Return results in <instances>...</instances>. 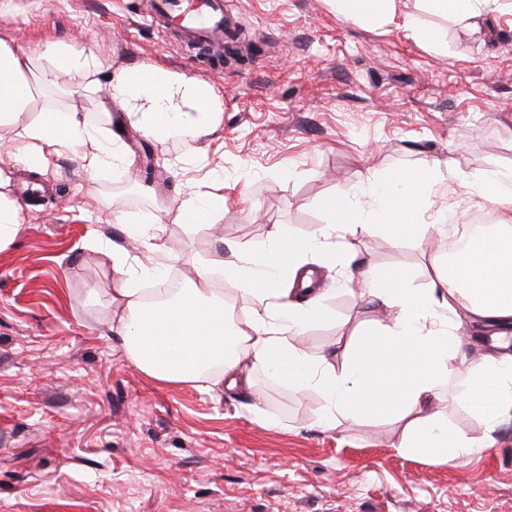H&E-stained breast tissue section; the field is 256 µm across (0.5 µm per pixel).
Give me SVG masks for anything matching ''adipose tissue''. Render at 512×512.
Instances as JSON below:
<instances>
[{"mask_svg":"<svg viewBox=\"0 0 512 512\" xmlns=\"http://www.w3.org/2000/svg\"><path fill=\"white\" fill-rule=\"evenodd\" d=\"M80 88L103 94L104 106L118 105L125 121L150 135H218L223 106L207 82L149 65L111 70L90 46L49 44L40 54L0 43V127L15 126L14 148L27 159H42L61 148L79 150L96 172L132 160L115 133H102L71 109L46 108L38 120L17 125L32 100V86ZM433 169L425 166L382 174L363 195L383 229L396 236L445 238L458 225L439 216L419 224L416 214L431 204ZM327 222L313 235L274 226L266 242L226 265L205 261L194 267L189 287L166 302L149 303L143 278L162 273L159 263L123 279L109 292L112 331L128 359L144 373L168 384L207 382L209 389L255 393L263 372L291 390L320 394L321 424L389 420L399 424L396 448L448 462L470 456L478 443L451 431L434 412L449 377L465 378L469 410L497 425L512 419V348H495L470 358L458 331L463 324L494 330L512 328V222L500 220L491 233L472 240L470 262L432 259L427 287L414 286L404 268L382 273L363 270L362 297L386 314L376 327L358 331L344 360L313 354L303 335L328 321L321 289L304 265L309 256L356 230L372 232L349 199L322 201ZM226 279L227 288L215 287ZM244 311L235 319L229 302Z\"/></svg>","mask_w":512,"mask_h":512,"instance_id":"ef3b65f1","label":"adipose tissue"}]
</instances>
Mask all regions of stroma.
Segmentation results:
<instances>
[{
	"label": "stroma",
	"instance_id": "stroma-1",
	"mask_svg": "<svg viewBox=\"0 0 512 512\" xmlns=\"http://www.w3.org/2000/svg\"><path fill=\"white\" fill-rule=\"evenodd\" d=\"M414 5L362 21L339 18L330 0H226L240 36L212 67L135 0H0L2 43L92 44L116 66L203 80L224 108L212 139L127 130L131 167L95 173L70 150L21 159L12 129L0 130V166L25 205L0 247V512H512V423L488 431L462 402L463 378H449L435 409L481 447L452 463L399 452L390 423L324 428L317 393L262 373L273 423L261 425L249 397L162 385L127 359L104 296L121 275L90 246L106 242L137 265L149 236L131 231L155 213L187 283L196 260L236 261L275 224L315 234L324 198L358 201L375 174L426 165L438 182L417 223L441 211L461 225L497 221L470 184L512 167V6L482 0L473 31ZM410 13L445 30L446 47L406 27ZM193 192L222 196L223 211L188 222L178 208ZM343 248L366 268H406L421 288L431 258L448 256L381 229L347 235ZM309 265L335 316L304 335L318 353L377 316L321 256Z\"/></svg>",
	"mask_w": 512,
	"mask_h": 512
}]
</instances>
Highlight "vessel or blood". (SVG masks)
<instances>
[{"label": "vessel or blood", "mask_w": 512, "mask_h": 512, "mask_svg": "<svg viewBox=\"0 0 512 512\" xmlns=\"http://www.w3.org/2000/svg\"><path fill=\"white\" fill-rule=\"evenodd\" d=\"M143 17L158 28L177 23L183 37L210 50H222L231 26L224 0H139Z\"/></svg>", "instance_id": "b4317fda"}]
</instances>
